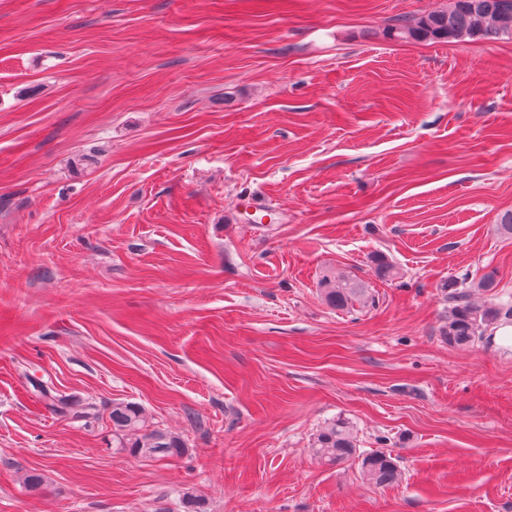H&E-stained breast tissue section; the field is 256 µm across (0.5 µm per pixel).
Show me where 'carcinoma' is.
<instances>
[{"label": "carcinoma", "instance_id": "carcinoma-1", "mask_svg": "<svg viewBox=\"0 0 512 512\" xmlns=\"http://www.w3.org/2000/svg\"><path fill=\"white\" fill-rule=\"evenodd\" d=\"M387 38L400 41H443L464 38L481 39L512 36V0H449L448 8L416 20L398 18L387 26ZM467 278L448 280V322L441 335L450 347H472L482 342L493 325L512 318V302L478 305L470 298ZM324 300L344 310L359 300L360 285L341 276L325 275L319 282ZM46 407L56 415L72 408L70 399L37 385ZM112 421V445L134 457L149 459L179 458L189 451L186 443L159 428H152L142 408L134 403H115L109 415ZM316 457L328 464H338L357 454V443L349 423L338 419L322 428L313 438ZM360 478L375 486L389 487L401 476L396 458L376 451L361 455Z\"/></svg>", "mask_w": 512, "mask_h": 512}]
</instances>
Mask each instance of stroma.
Wrapping results in <instances>:
<instances>
[{
    "mask_svg": "<svg viewBox=\"0 0 512 512\" xmlns=\"http://www.w3.org/2000/svg\"><path fill=\"white\" fill-rule=\"evenodd\" d=\"M447 4L0 0V512H512V345L440 334L512 297V37L383 35ZM339 417L395 485L316 460ZM319 288L324 300L339 310L347 309L354 301L359 300L363 290L351 279L331 275H324L321 278ZM468 277L448 280V322L441 329V335L450 347H473L482 342L493 325L502 319L512 318V302H490L475 304L468 289ZM112 445L134 457L149 459L179 458L189 451L178 436L150 428L142 408L134 403H116L109 415ZM360 456L359 474L363 481L375 487H389L399 480L400 467L390 453L376 451L358 454L357 458Z\"/></svg>",
    "mask_w": 512,
    "mask_h": 512,
    "instance_id": "stroma-1",
    "label": "stroma"
}]
</instances>
